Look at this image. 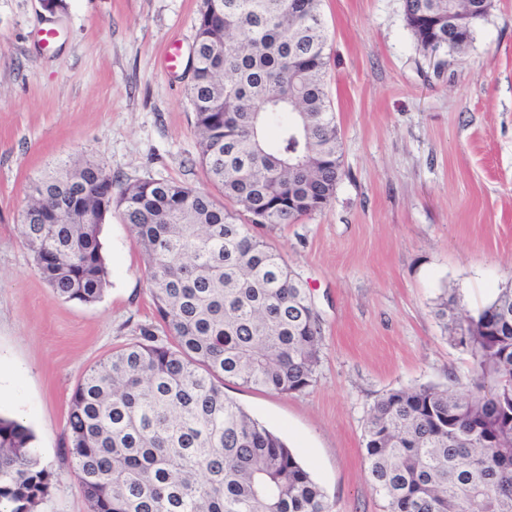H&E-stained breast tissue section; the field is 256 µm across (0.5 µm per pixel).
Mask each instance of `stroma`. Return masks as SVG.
<instances>
[{
    "label": "stroma",
    "mask_w": 512,
    "mask_h": 512,
    "mask_svg": "<svg viewBox=\"0 0 512 512\" xmlns=\"http://www.w3.org/2000/svg\"><path fill=\"white\" fill-rule=\"evenodd\" d=\"M202 0H0V414L22 419L56 473L35 512H88L70 473V397L113 351L161 331L144 256L120 207L100 226L108 285L57 297L20 233L31 182L85 157L112 193L145 179L211 192L188 98ZM326 90L343 175L330 204L253 226L306 282L322 327L303 391L232 383L225 395L280 434L333 512H388L368 480L364 429L379 397L464 391L471 354L434 314L441 293L477 314L512 283V0H493L460 53H426L403 0H321ZM56 38L44 45L41 33Z\"/></svg>",
    "instance_id": "1"
}]
</instances>
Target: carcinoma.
Returning <instances> with one entry per match:
<instances>
[{
	"label": "carcinoma",
	"instance_id": "obj_1",
	"mask_svg": "<svg viewBox=\"0 0 512 512\" xmlns=\"http://www.w3.org/2000/svg\"><path fill=\"white\" fill-rule=\"evenodd\" d=\"M320 0H203L190 88L201 159L231 203L168 180L127 185L121 216L145 254L167 342L141 339L92 367L69 407L71 473L89 512H332L293 450L224 395V382L288 394L314 380L322 332L308 288L251 231L323 210L343 174L325 90ZM464 0H404L424 50H464ZM86 161L32 182L58 217L20 224L39 276L65 301L99 302L107 270L91 224L69 215ZM250 217L239 222L234 207ZM437 316L476 361L469 389L392 390L365 428L368 475L389 512H512V287L473 317ZM493 392L486 393V386ZM33 435L0 415V512H34L55 474Z\"/></svg>",
	"mask_w": 512,
	"mask_h": 512
}]
</instances>
